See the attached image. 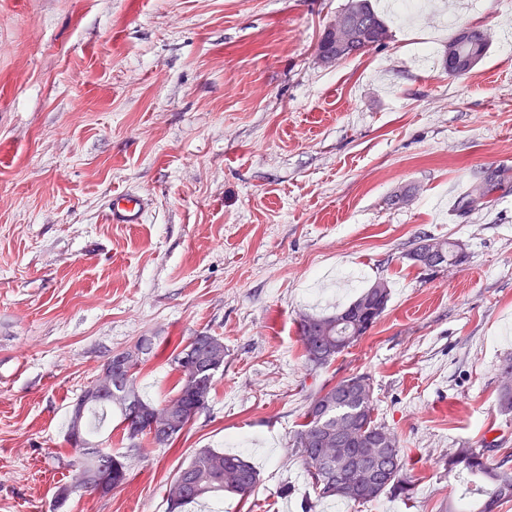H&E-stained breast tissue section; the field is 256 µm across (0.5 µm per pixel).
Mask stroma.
Listing matches in <instances>:
<instances>
[{"label": "stroma", "mask_w": 512, "mask_h": 512, "mask_svg": "<svg viewBox=\"0 0 512 512\" xmlns=\"http://www.w3.org/2000/svg\"><path fill=\"white\" fill-rule=\"evenodd\" d=\"M345 2L0 0V512H168L199 448L243 454L262 482L187 512H444L448 449L512 454L497 405L512 356V9L373 0L391 40L322 63ZM466 26L492 40L451 76L446 44ZM493 172L490 206L449 210ZM121 191L144 197L143 223H103ZM425 235L465 262L415 265ZM381 279L375 326L309 369L300 319ZM201 331L224 341L207 409L129 456L112 493L56 505L77 464L70 406L106 361L153 338L138 382L158 403L174 393L171 356ZM356 373L413 495L305 509L289 439L311 394ZM427 241H435V243L446 251L448 254V260L456 264L462 263L465 255L459 251V247L455 242L448 241L447 239H438L431 236H424L416 243V245L407 253L411 260L417 263V254L424 247V243ZM418 264V263H417Z\"/></svg>", "instance_id": "35a3bbf8"}]
</instances>
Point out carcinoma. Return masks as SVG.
I'll list each match as a JSON object with an SVG mask.
<instances>
[{"mask_svg":"<svg viewBox=\"0 0 512 512\" xmlns=\"http://www.w3.org/2000/svg\"><path fill=\"white\" fill-rule=\"evenodd\" d=\"M341 16L364 32L387 28L370 0H347ZM495 189L496 183L488 181L482 191L466 198L462 210L480 205ZM431 240L446 251L449 260L456 264L463 262L464 254L457 244L431 236L420 238L409 251L410 259L417 260L424 243ZM389 299L390 289H382L377 296L371 286L334 314L303 317L299 334L306 363L313 368L326 365L353 347L374 326L363 316V311L373 308L378 319L385 312ZM152 350V339L144 337L137 342L132 380H137L139 366ZM195 396L193 383L180 374L175 394L164 402L189 403ZM134 398L143 412L137 421L130 419L128 399L123 395L114 393L88 406L81 442H69L80 462L92 464L93 459L86 457V450L98 447L95 439L112 415L119 418L122 441L130 450L144 452L145 440L153 445H168L175 440L169 436L160 441L153 436L147 414L154 404L146 401L139 391L134 393ZM304 418L290 439V447L317 499H339L363 506L384 495L406 498L411 494L414 480L407 472L403 448L397 436L375 416L374 388L368 375L353 374L321 387L309 397ZM338 426L349 427L351 432L338 439ZM127 458L123 452L112 453V459L117 462L112 483L118 487L128 479ZM366 462L377 466V479L371 484L367 483L363 471ZM446 466L448 473L461 483L458 497L448 501L446 512H496L502 501L512 499V468L503 461H491L485 449L458 448L448 454ZM181 478L187 481L186 490L179 500L168 502L169 512H182L191 504L226 493L247 497L261 482L260 472L242 455L212 448L197 451L186 466L179 468L170 482L168 494L176 491Z\"/></svg>","mask_w":512,"mask_h":512,"instance_id":"carcinoma-1","label":"carcinoma"}]
</instances>
